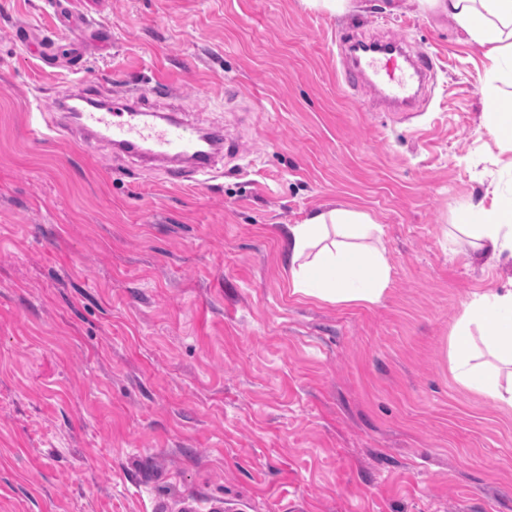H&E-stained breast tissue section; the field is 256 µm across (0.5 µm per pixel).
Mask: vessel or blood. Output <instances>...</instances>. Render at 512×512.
<instances>
[{"label":"vessel or blood","mask_w":512,"mask_h":512,"mask_svg":"<svg viewBox=\"0 0 512 512\" xmlns=\"http://www.w3.org/2000/svg\"><path fill=\"white\" fill-rule=\"evenodd\" d=\"M430 65L429 55L407 53L401 42L374 41L366 56H353L346 61L343 82L352 86L357 80L370 78L372 89L382 100L404 103L416 97ZM163 86V79H155L122 102L105 106L83 93L79 96L80 106L65 103L61 109L69 113L72 125L81 130L82 150H90L92 141L102 139L113 151L155 163L174 182L212 175L222 138L220 131H201L170 119L162 124L153 123L144 118V98L160 96Z\"/></svg>","instance_id":"vessel-or-blood-1"}]
</instances>
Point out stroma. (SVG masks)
<instances>
[{
    "label": "stroma",
    "mask_w": 512,
    "mask_h": 512,
    "mask_svg": "<svg viewBox=\"0 0 512 512\" xmlns=\"http://www.w3.org/2000/svg\"><path fill=\"white\" fill-rule=\"evenodd\" d=\"M342 34L429 54L413 110L343 89ZM483 73L415 0H0V512H512V410L449 357L463 301L512 280L454 234L512 193ZM157 76L151 110L224 132L206 183L30 142L33 113ZM337 207L382 228L377 303L289 292L287 225Z\"/></svg>",
    "instance_id": "obj_1"
}]
</instances>
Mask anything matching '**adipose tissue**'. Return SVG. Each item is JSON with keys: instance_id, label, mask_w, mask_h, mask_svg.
<instances>
[{"instance_id": "1", "label": "adipose tissue", "mask_w": 512, "mask_h": 512, "mask_svg": "<svg viewBox=\"0 0 512 512\" xmlns=\"http://www.w3.org/2000/svg\"><path fill=\"white\" fill-rule=\"evenodd\" d=\"M423 12L452 19L485 58L490 89L483 100L484 125L501 150L512 153V98L494 84L512 78V0H416ZM458 232L480 255L512 260V196H493L489 205H466ZM382 229L369 213L344 208L311 214L288 227L291 292L336 305H366L380 300L390 280ZM457 380L497 405L512 409V374L499 377L475 364V349L512 365V286L474 294L462 305L451 338Z\"/></svg>"}]
</instances>
